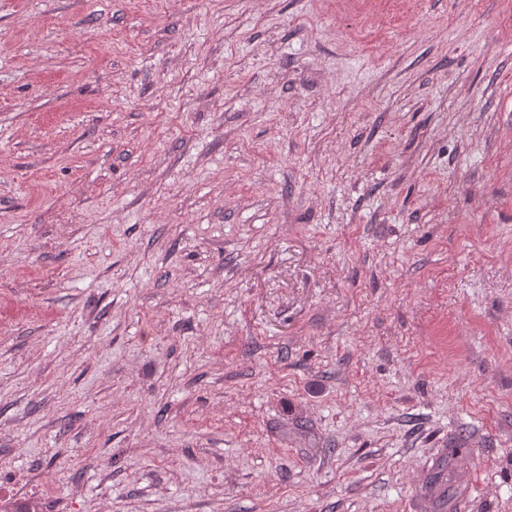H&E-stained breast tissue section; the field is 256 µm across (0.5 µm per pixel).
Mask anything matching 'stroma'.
<instances>
[{
  "label": "stroma",
  "instance_id": "obj_1",
  "mask_svg": "<svg viewBox=\"0 0 512 512\" xmlns=\"http://www.w3.org/2000/svg\"><path fill=\"white\" fill-rule=\"evenodd\" d=\"M12 502L512 512V0H0Z\"/></svg>",
  "mask_w": 512,
  "mask_h": 512
}]
</instances>
